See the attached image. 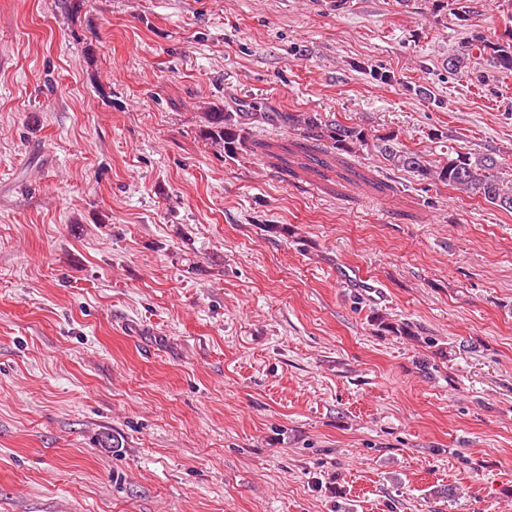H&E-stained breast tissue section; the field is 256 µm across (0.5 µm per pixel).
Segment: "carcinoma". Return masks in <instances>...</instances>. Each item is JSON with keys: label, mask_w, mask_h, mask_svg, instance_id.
<instances>
[{"label": "carcinoma", "mask_w": 512, "mask_h": 512, "mask_svg": "<svg viewBox=\"0 0 512 512\" xmlns=\"http://www.w3.org/2000/svg\"><path fill=\"white\" fill-rule=\"evenodd\" d=\"M507 39L494 42L477 36L461 50L448 56L449 73L469 68L474 53L486 60L497 73L512 72V28L504 31ZM206 138L222 148L224 156L234 158L250 150V129L256 125L279 123L299 132L307 142L325 141L340 153H352L361 147H372L391 166L412 173L420 181H435L479 197L495 207L512 212V179L501 171V163L492 153L461 152L448 148V156L438 162L427 155L403 147L398 134L388 132L369 136L358 124L323 121L314 112H224L215 109L205 113ZM379 330L396 336H412L407 323H393L377 315Z\"/></svg>", "instance_id": "1"}]
</instances>
